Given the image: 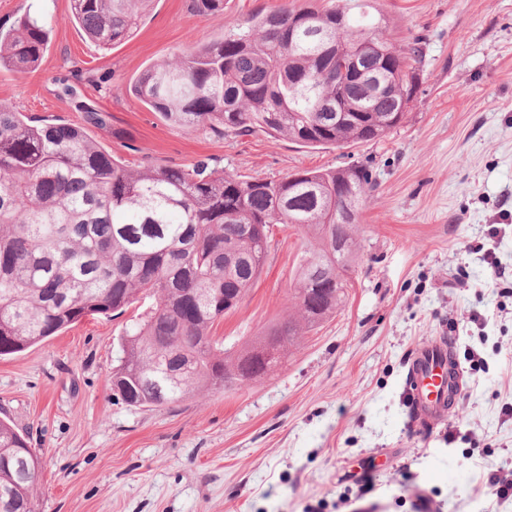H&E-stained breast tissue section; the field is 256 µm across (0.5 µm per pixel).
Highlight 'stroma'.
<instances>
[{
  "mask_svg": "<svg viewBox=\"0 0 512 512\" xmlns=\"http://www.w3.org/2000/svg\"><path fill=\"white\" fill-rule=\"evenodd\" d=\"M335 0H153L127 42L101 51L50 0V45L25 76L0 71V102L35 121H82L63 85L109 112L91 129L133 164L189 168L210 158L245 176L368 166L359 264L345 305L267 376L230 392L136 408L112 377L129 315L89 317L0 358V415L40 461L39 512H512L486 486L512 469V0H375L395 37H422L418 86L385 137L303 148L281 135L224 137L164 123L129 90L150 65L224 36L249 14ZM493 276L473 246L490 225ZM306 249L273 225L262 274L211 330L239 344L294 314L289 288ZM483 325L469 319L473 312ZM438 336L485 362L467 371L446 425L416 432L403 397L411 350ZM461 435L449 437L450 427ZM489 445L471 455L472 441Z\"/></svg>",
  "mask_w": 512,
  "mask_h": 512,
  "instance_id": "obj_1",
  "label": "stroma"
}]
</instances>
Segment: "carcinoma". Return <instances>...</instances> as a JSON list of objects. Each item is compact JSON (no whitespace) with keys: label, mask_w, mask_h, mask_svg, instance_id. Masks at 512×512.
<instances>
[{"label":"carcinoma","mask_w":512,"mask_h":512,"mask_svg":"<svg viewBox=\"0 0 512 512\" xmlns=\"http://www.w3.org/2000/svg\"><path fill=\"white\" fill-rule=\"evenodd\" d=\"M149 3L71 0V19L110 49L132 37ZM191 7L215 15L224 0ZM51 27L27 11L0 28V69L33 70ZM354 51L366 53L387 88L344 81L341 60ZM422 54L420 38L394 41L371 0H336L329 9L255 12L229 36L154 64L131 91L172 126L340 147L380 139L402 122L400 102L416 93ZM341 93L358 101L363 117L336 111ZM78 110L81 126L36 124L0 103V356L153 297L156 305L125 327L113 386L130 406H162L260 380L342 306L359 259L362 205L375 188L367 166L277 180L205 160L141 168L88 134L108 124L107 113ZM272 224H293L308 241L291 288L297 316L226 349L210 329L261 275ZM5 462L0 512H36L38 458L0 420Z\"/></svg>","instance_id":"cac0c4a2"}]
</instances>
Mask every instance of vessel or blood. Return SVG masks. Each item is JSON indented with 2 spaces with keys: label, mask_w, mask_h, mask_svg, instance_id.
Segmentation results:
<instances>
[{
  "label": "vessel or blood",
  "mask_w": 512,
  "mask_h": 512,
  "mask_svg": "<svg viewBox=\"0 0 512 512\" xmlns=\"http://www.w3.org/2000/svg\"><path fill=\"white\" fill-rule=\"evenodd\" d=\"M456 358L454 345L443 336L409 354L404 392L414 423L433 430L446 421L448 364Z\"/></svg>",
  "instance_id": "obj_1"
}]
</instances>
